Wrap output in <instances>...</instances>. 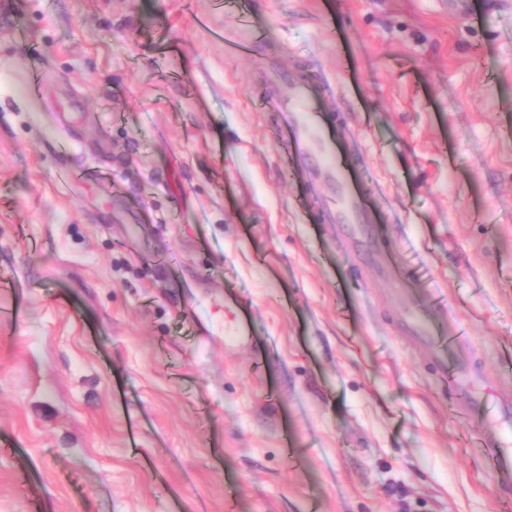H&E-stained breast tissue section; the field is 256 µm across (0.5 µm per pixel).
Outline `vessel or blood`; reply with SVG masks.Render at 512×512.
<instances>
[{"instance_id":"obj_1","label":"vessel or blood","mask_w":512,"mask_h":512,"mask_svg":"<svg viewBox=\"0 0 512 512\" xmlns=\"http://www.w3.org/2000/svg\"><path fill=\"white\" fill-rule=\"evenodd\" d=\"M259 73L261 102L272 114L270 131L282 155L284 175L302 187L299 203L307 221L335 227L349 260H369V280L397 283V269L377 250L378 212L363 189V165L342 150L348 129L317 94L320 73L286 67L275 54L260 58ZM399 327L428 347L435 366L447 372L448 355L461 337L442 335L426 311L415 305L402 309ZM454 383L469 414L490 423L482 437L490 467L499 478H512V397L487 395L480 379L471 374L456 375Z\"/></svg>"}]
</instances>
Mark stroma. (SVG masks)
Listing matches in <instances>:
<instances>
[{"mask_svg":"<svg viewBox=\"0 0 512 512\" xmlns=\"http://www.w3.org/2000/svg\"><path fill=\"white\" fill-rule=\"evenodd\" d=\"M9 2L0 512H512L395 322L512 393V0ZM255 36L335 88L398 292L306 223ZM398 323L405 336H411L429 348L434 365L448 376V353L463 343L465 336H440V329L428 318L426 310L416 305L405 306Z\"/></svg>","mask_w":512,"mask_h":512,"instance_id":"1","label":"stroma"}]
</instances>
